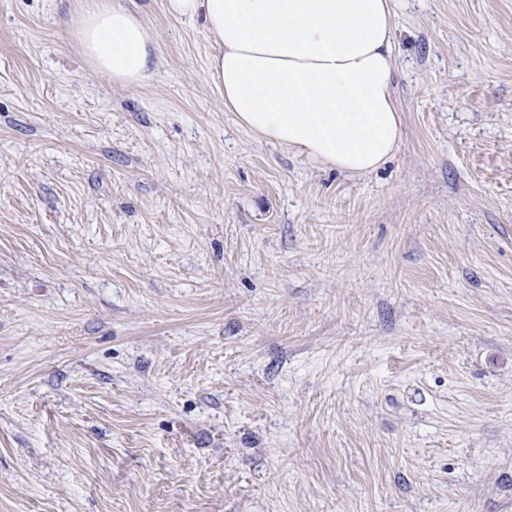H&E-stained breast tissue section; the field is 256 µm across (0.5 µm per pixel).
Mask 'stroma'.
I'll return each mask as SVG.
<instances>
[{"instance_id":"1","label":"stroma","mask_w":512,"mask_h":512,"mask_svg":"<svg viewBox=\"0 0 512 512\" xmlns=\"http://www.w3.org/2000/svg\"><path fill=\"white\" fill-rule=\"evenodd\" d=\"M137 86L0 0V512H512V0H397L404 134L258 141L168 0Z\"/></svg>"}]
</instances>
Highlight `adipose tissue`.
<instances>
[{
  "label": "adipose tissue",
  "instance_id": "obj_1",
  "mask_svg": "<svg viewBox=\"0 0 512 512\" xmlns=\"http://www.w3.org/2000/svg\"><path fill=\"white\" fill-rule=\"evenodd\" d=\"M169 3L202 18L217 46L209 77L258 140L354 176L395 154V0ZM74 36L93 70L115 83H141L157 65L148 25L121 0H90Z\"/></svg>",
  "mask_w": 512,
  "mask_h": 512
}]
</instances>
